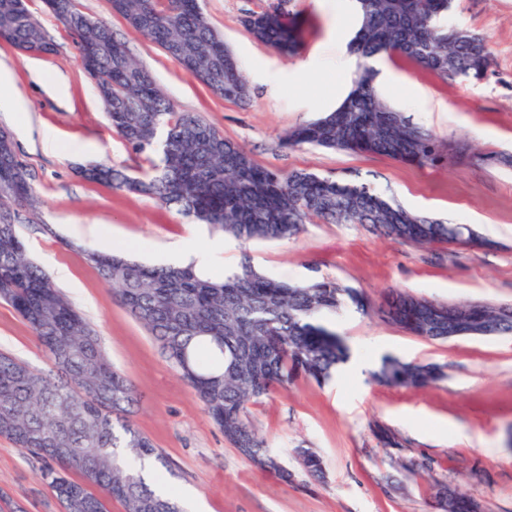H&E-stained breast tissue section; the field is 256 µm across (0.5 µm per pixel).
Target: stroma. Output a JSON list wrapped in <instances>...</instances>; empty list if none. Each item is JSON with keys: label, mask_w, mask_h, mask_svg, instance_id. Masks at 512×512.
<instances>
[{"label": "stroma", "mask_w": 512, "mask_h": 512, "mask_svg": "<svg viewBox=\"0 0 512 512\" xmlns=\"http://www.w3.org/2000/svg\"><path fill=\"white\" fill-rule=\"evenodd\" d=\"M353 0H200L210 23L238 59L250 88L247 101L219 98L186 74L157 45L130 29L108 0H78L104 18L130 55L181 112H195L226 139L273 171L305 170L324 177L359 176L394 194L407 209L467 224L476 241L419 246L391 240L357 224H306L293 240H260L241 250L233 239L213 250L216 231L153 197L86 180L81 168L106 163L148 169L113 131L81 63L75 37L29 0L56 51L30 55L0 41V68L28 102L0 112L27 169L36 207H10L31 256L48 273L68 272L57 287L84 314L112 363L131 381L138 404L130 417L164 462L173 497L191 491L208 512H441L448 487L480 502L482 512H512V335L426 340L385 321L391 291L448 304L512 307V167L482 154H512V0H453L446 22L483 35L493 52L484 80H443L402 56L386 58L392 79L379 96L442 146L466 145L465 157L420 167L391 158L292 147L289 131L344 99L336 38L355 30ZM282 4L301 28L297 55L284 57L255 40L244 16ZM188 244L203 252L204 272L219 275L242 258L273 278L297 284L322 279L362 290L370 309L346 307L325 323L349 348L360 373L340 364L324 383L300 377L249 405L248 419L277 454L288 477L244 459L207 416L201 401L88 263V249L115 250L162 265L169 250ZM0 352L47 371L51 361L27 323L0 301ZM385 356L431 363L443 378L416 389L371 378ZM400 445L388 447L380 429ZM316 451L323 475L301 468L298 449ZM41 459L0 437V512H62L41 482Z\"/></svg>", "instance_id": "1"}]
</instances>
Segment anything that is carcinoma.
Listing matches in <instances>:
<instances>
[{"mask_svg": "<svg viewBox=\"0 0 512 512\" xmlns=\"http://www.w3.org/2000/svg\"><path fill=\"white\" fill-rule=\"evenodd\" d=\"M49 12L75 36L80 57L94 55L96 90L112 129L138 154L154 155L150 169L130 176L95 164L85 176L132 194L148 195L200 224L236 240H290L314 219L360 224L387 238L417 245L448 244L473 236L466 224L444 223L407 210L394 197L359 179H330L304 170L259 166L199 114L178 112L112 29L81 11L76 0H51ZM359 27L350 43L357 56L352 88L332 112L288 134L292 146L370 153L417 166L451 161L436 137L411 123L377 94L368 60L396 52L446 80L480 82L491 53L483 36L441 24L452 0H357ZM127 26L160 47L217 97L248 95L239 64L214 31L197 0H116ZM242 23L282 55L299 49L296 29L281 13L249 12ZM0 33L25 53L52 54L55 45L25 0H0ZM32 205L29 174L18 162L12 136L0 130V207ZM87 261L116 288L123 305L158 341L167 361L193 389L224 437L256 467L288 477L275 465L264 438L247 418V405L305 376L328 380L348 358L343 339L323 322L347 304L367 312L362 292L331 280L293 284L258 272L245 257L238 268L213 276L193 265H145L90 250ZM0 300L28 324L52 368L40 371L0 354V436L45 462L41 480L63 512H181L146 480L142 462L153 444L129 416L136 403L131 382L112 365L96 331L27 254L12 222L0 215ZM434 315L421 300L391 292L386 320L427 340H443L448 322L512 333V313L480 305L448 319V304ZM374 379L422 388L441 377L432 364L383 358ZM306 473H323L320 457L299 450ZM76 469L84 481L75 482ZM444 512H476L473 500L439 493Z\"/></svg>", "mask_w": 512, "mask_h": 512, "instance_id": "cac0c4a2", "label": "carcinoma"}]
</instances>
